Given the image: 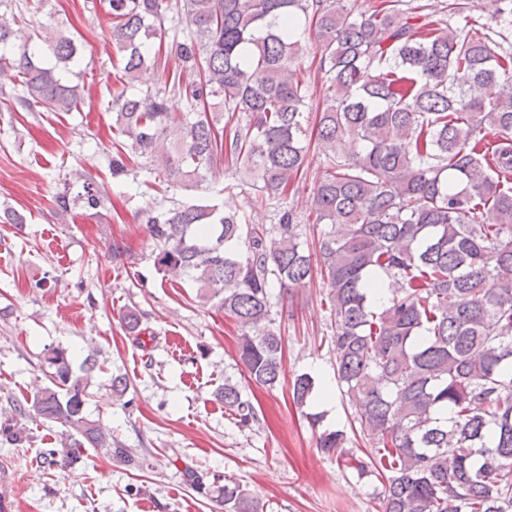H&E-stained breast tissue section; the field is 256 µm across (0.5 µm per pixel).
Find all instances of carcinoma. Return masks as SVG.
<instances>
[{"instance_id":"carcinoma-1","label":"carcinoma","mask_w":512,"mask_h":512,"mask_svg":"<svg viewBox=\"0 0 512 512\" xmlns=\"http://www.w3.org/2000/svg\"><path fill=\"white\" fill-rule=\"evenodd\" d=\"M500 2L496 26L476 28L459 25L472 0H447L439 22L413 0H375L357 18L344 0H99L112 16L123 85L109 105L125 138L109 160L112 178L130 175L136 157L168 188L203 190L227 162L243 173L240 185L288 194L310 120L296 32L315 30L328 86L313 130L333 152L310 201L318 253L290 210L268 229L206 199L137 219L157 270L186 278L198 299L218 300L235 321L240 362L262 387L282 376L272 288L320 275L336 379L361 407L370 448L342 458L382 479L377 512H512V0ZM1 6L0 76L10 77L16 103L28 112L76 109L68 74L85 62L79 40L45 27L32 47L9 0ZM170 12L186 28H165ZM156 44L182 73H166ZM151 70L162 88L128 91ZM168 93L186 111H169ZM79 183L56 193L61 214L104 206L94 177ZM385 279L394 287L377 306L371 295ZM44 364L50 385L3 409L0 441H25L21 421L34 416L70 431L62 448L44 452L51 465L72 464L89 446L140 467L87 413L97 360L87 356L77 375L68 350L55 346ZM110 387L120 400L130 382L114 374ZM315 395L311 375L295 377L298 407ZM216 396L239 425L256 418L231 379ZM346 443L340 429L318 438L325 451ZM184 477L220 498L224 512H264L240 483L192 469Z\"/></svg>"}]
</instances>
